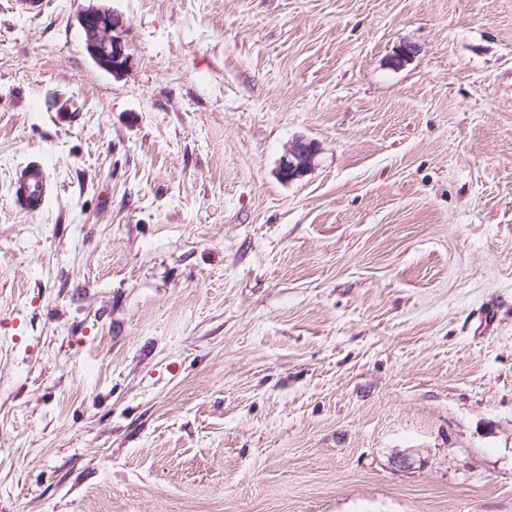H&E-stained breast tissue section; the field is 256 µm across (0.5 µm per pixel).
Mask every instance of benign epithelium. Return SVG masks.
<instances>
[{
	"label": "benign epithelium",
	"instance_id": "benign-epithelium-1",
	"mask_svg": "<svg viewBox=\"0 0 512 512\" xmlns=\"http://www.w3.org/2000/svg\"><path fill=\"white\" fill-rule=\"evenodd\" d=\"M78 22L84 36L85 50L94 64L103 71L119 76L132 65L125 40L124 18L101 4L83 8ZM318 147L299 138L291 142L280 159L279 177L291 182L302 177L315 163Z\"/></svg>",
	"mask_w": 512,
	"mask_h": 512
}]
</instances>
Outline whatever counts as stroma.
I'll return each instance as SVG.
<instances>
[{"label": "stroma", "mask_w": 512, "mask_h": 512, "mask_svg": "<svg viewBox=\"0 0 512 512\" xmlns=\"http://www.w3.org/2000/svg\"><path fill=\"white\" fill-rule=\"evenodd\" d=\"M40 2L0 0V512H512V0H105L119 76ZM318 147L312 141L299 138L291 142L280 159L279 177L291 182L302 177L315 163ZM49 175L43 163L31 161L13 180L12 198L14 203L30 213L39 212L53 192Z\"/></svg>", "instance_id": "1"}]
</instances>
